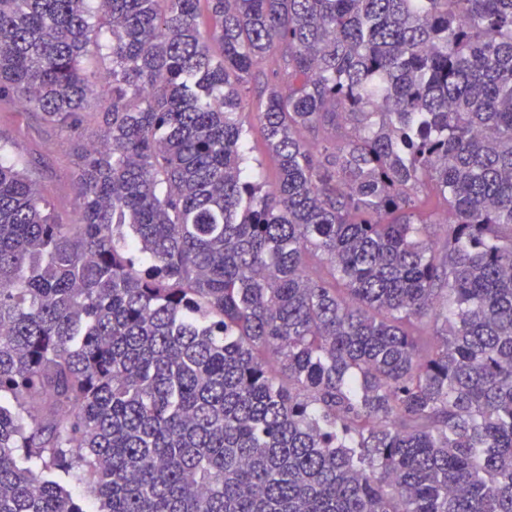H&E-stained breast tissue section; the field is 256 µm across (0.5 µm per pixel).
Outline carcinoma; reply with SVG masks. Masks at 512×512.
Instances as JSON below:
<instances>
[{"label": "carcinoma", "mask_w": 512, "mask_h": 512, "mask_svg": "<svg viewBox=\"0 0 512 512\" xmlns=\"http://www.w3.org/2000/svg\"><path fill=\"white\" fill-rule=\"evenodd\" d=\"M87 2L0 0L111 88L72 218L0 132V512H512V0ZM253 144L254 151L251 157L257 160H253V165L256 166L257 163H260L267 183L274 182L277 176V165L274 159L266 152L263 139L258 132H254Z\"/></svg>", "instance_id": "1"}]
</instances>
